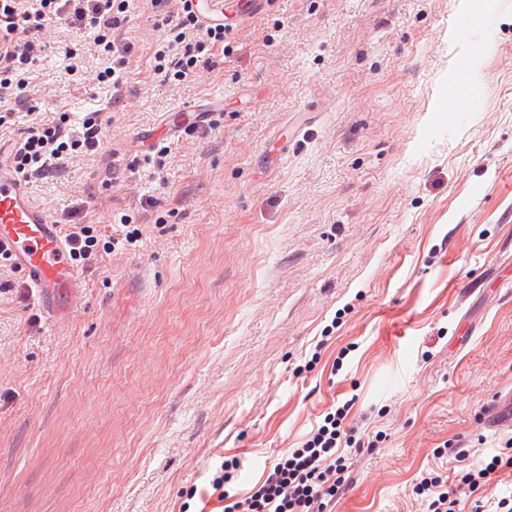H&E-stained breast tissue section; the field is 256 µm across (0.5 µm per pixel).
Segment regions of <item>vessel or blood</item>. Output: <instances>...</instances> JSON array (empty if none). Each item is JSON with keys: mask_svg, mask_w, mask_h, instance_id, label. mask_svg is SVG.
Wrapping results in <instances>:
<instances>
[{"mask_svg": "<svg viewBox=\"0 0 512 512\" xmlns=\"http://www.w3.org/2000/svg\"><path fill=\"white\" fill-rule=\"evenodd\" d=\"M262 2L192 0L202 25L224 27L252 15ZM223 112V98L202 99L167 113L155 131L144 132L143 137L175 139L189 130L209 127ZM12 153V144L0 139V250H7L13 265L22 271L24 285L33 292L48 323L63 330L73 308L85 300V274L72 262L61 224L34 204L27 180L14 169ZM152 286L150 272L132 263L113 279L104 302L114 314L135 311Z\"/></svg>", "mask_w": 512, "mask_h": 512, "instance_id": "b4317fda", "label": "vessel or blood"}]
</instances>
